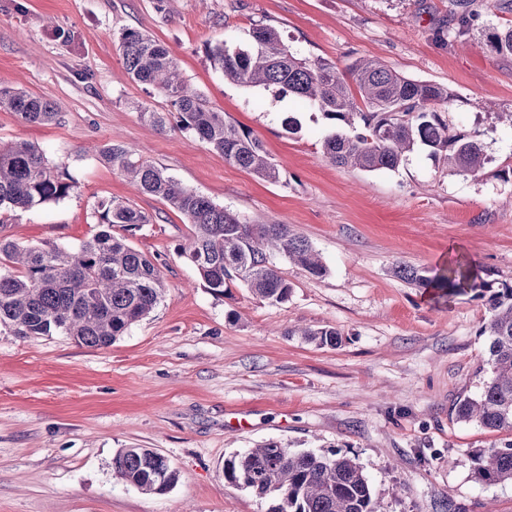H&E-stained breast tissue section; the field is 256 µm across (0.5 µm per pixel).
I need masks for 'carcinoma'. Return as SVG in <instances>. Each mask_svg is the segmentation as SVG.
I'll return each instance as SVG.
<instances>
[{
    "instance_id": "1",
    "label": "carcinoma",
    "mask_w": 512,
    "mask_h": 512,
    "mask_svg": "<svg viewBox=\"0 0 512 512\" xmlns=\"http://www.w3.org/2000/svg\"><path fill=\"white\" fill-rule=\"evenodd\" d=\"M487 40L497 54H512V26L493 30ZM121 48L128 74L169 99L181 129L256 177L278 181L279 171L261 142L208 107L183 79L165 44L129 28L122 33ZM210 57L224 76L295 96L320 112L330 126L323 154L337 166L395 170L420 147L444 157L449 171L460 175L475 177L491 161L480 131L452 132L445 117L453 101L448 88L410 78L378 60L356 59L344 73L328 61L311 63L264 24L252 25L248 39L233 48L216 46ZM0 106L27 123L48 125L60 116L54 103L7 87L0 88ZM101 154L112 169L130 176L139 192L163 199L188 220L192 234L177 254L195 267L212 293L222 295L240 280L261 301H287L291 287L271 261L276 254L313 276L325 275L319 254L288 225L241 220L143 161L129 145L109 143ZM74 187L65 165L50 162L38 145H0V208L29 209L62 199ZM98 214L102 229L76 247L21 246L0 237V329L20 338L62 333L87 347H105L156 308L165 292L160 270L114 232L148 224L150 218L116 198L100 202ZM395 273L444 295L469 289L484 301L492 376L475 396L458 402L456 415L512 431V285L479 281L461 261L432 278L404 263ZM301 335L320 347L339 341L334 328L304 329ZM473 462L479 481L512 482V442L477 450ZM113 469L145 494L164 492L177 479L167 459L146 448L123 450L113 459ZM224 478L260 495L276 494L273 512H380L360 465L336 453L297 452L268 442L225 461Z\"/></svg>"
}]
</instances>
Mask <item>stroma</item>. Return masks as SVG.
I'll use <instances>...</instances> for the list:
<instances>
[{
  "instance_id": "stroma-1",
  "label": "stroma",
  "mask_w": 512,
  "mask_h": 512,
  "mask_svg": "<svg viewBox=\"0 0 512 512\" xmlns=\"http://www.w3.org/2000/svg\"><path fill=\"white\" fill-rule=\"evenodd\" d=\"M451 9V0H0V86L62 114L28 124L0 107V142L37 144L76 183L63 200L0 215V234L76 245L98 231V203L122 198L151 218L127 241L165 286L107 347L0 333V512H271L274 499L224 478L226 459L268 441L355 458L381 512H512V482L479 483L472 458L512 432L454 411L490 376L486 308L470 291L435 302L394 272L403 262L430 277L461 254L482 279L512 285V126L496 119L512 112V55L487 42L512 25V0H470L458 34ZM255 23L312 62L342 69L374 58L448 87L451 127L483 131L491 163L463 176L420 149L392 171L332 164L319 112L214 68L211 50L244 41ZM129 28L166 44L186 82L262 142L279 182L175 122L161 130L142 118L171 105L127 74L119 42ZM289 116L297 133L284 127ZM109 143L135 146L248 223L289 225L326 274L278 254L286 302L259 301L239 283L214 295L176 254L190 224L114 171L99 153ZM305 327L336 328L338 345L307 342ZM126 448L164 455L177 482L154 494L128 485L112 469Z\"/></svg>"
}]
</instances>
